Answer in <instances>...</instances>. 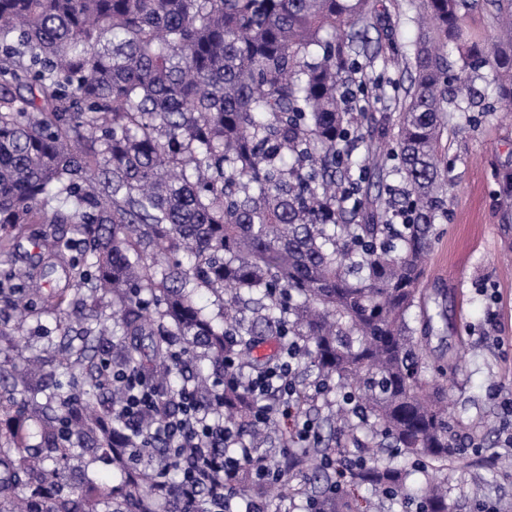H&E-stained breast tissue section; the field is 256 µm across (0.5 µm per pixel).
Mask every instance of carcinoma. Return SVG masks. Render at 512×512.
Listing matches in <instances>:
<instances>
[{
  "label": "carcinoma",
  "mask_w": 512,
  "mask_h": 512,
  "mask_svg": "<svg viewBox=\"0 0 512 512\" xmlns=\"http://www.w3.org/2000/svg\"><path fill=\"white\" fill-rule=\"evenodd\" d=\"M421 24L415 76L372 181L374 121L365 81L370 0H0V231L27 239L38 263L0 274V313L21 281L56 268L47 307L80 314L77 395L44 392L47 359L7 368L0 411L36 414L41 449L18 426L0 433V512H198L178 484L131 463L135 441L113 409L125 390L101 386L105 360L134 374L176 416L171 377L224 422L295 495L308 454L285 457L270 425L251 420L248 381L276 369L288 347L256 358L270 337L297 341L296 385L308 371L335 399L325 420L360 449H337L321 512H359L352 489L401 495L415 471L448 464L453 424L410 324L436 224L448 199V127L458 98L488 68L512 104V0H414ZM494 15L490 42L470 25ZM377 194L371 195V188ZM408 218L395 223V215ZM77 238L48 242V227ZM222 303V322L195 301ZM154 309H149V306ZM113 325H108V322ZM209 362L224 388L201 372ZM388 442L411 467L385 462ZM108 454L120 482H67L74 449ZM224 493L264 499L245 464ZM427 512H448V488H422Z\"/></svg>",
  "instance_id": "obj_1"
}]
</instances>
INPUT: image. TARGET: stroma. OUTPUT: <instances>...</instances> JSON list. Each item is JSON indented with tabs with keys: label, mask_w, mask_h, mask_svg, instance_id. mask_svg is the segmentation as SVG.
Segmentation results:
<instances>
[{
	"label": "stroma",
	"mask_w": 512,
	"mask_h": 512,
	"mask_svg": "<svg viewBox=\"0 0 512 512\" xmlns=\"http://www.w3.org/2000/svg\"><path fill=\"white\" fill-rule=\"evenodd\" d=\"M379 22L370 31L374 60L363 71L376 85L371 103L375 117L396 116L398 103L414 71L412 47L420 30L406 0H373ZM476 122L460 120L448 132V214L422 280V304L412 311V325L428 330L423 343L428 361L449 362L448 414L457 444L480 433L481 454L453 457L448 483L450 512H480L495 503L512 512V480L501 463L512 452L499 448V408L495 388L512 392V119L494 94ZM445 319H437V312ZM62 315L37 312L22 332L0 318V357L23 364L66 343Z\"/></svg>",
	"instance_id": "1"
}]
</instances>
